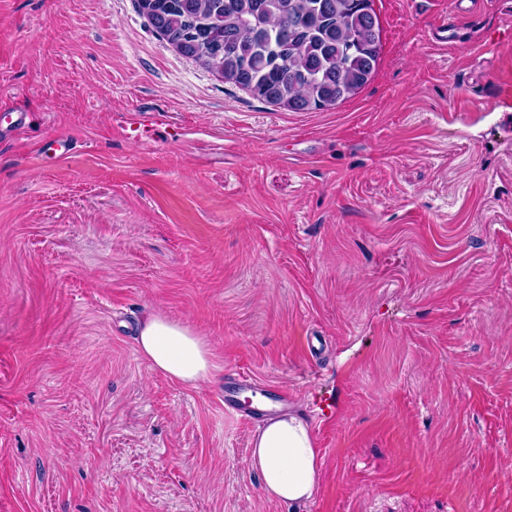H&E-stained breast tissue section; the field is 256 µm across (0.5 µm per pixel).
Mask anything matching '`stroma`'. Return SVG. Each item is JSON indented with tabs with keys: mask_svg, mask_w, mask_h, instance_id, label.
<instances>
[{
	"mask_svg": "<svg viewBox=\"0 0 512 512\" xmlns=\"http://www.w3.org/2000/svg\"><path fill=\"white\" fill-rule=\"evenodd\" d=\"M483 2L468 32L373 0L372 78L291 112L137 0H0V512H290L251 463L274 387L319 449L299 512H512V23ZM149 313L218 372H157Z\"/></svg>",
	"mask_w": 512,
	"mask_h": 512,
	"instance_id": "obj_1",
	"label": "stroma"
}]
</instances>
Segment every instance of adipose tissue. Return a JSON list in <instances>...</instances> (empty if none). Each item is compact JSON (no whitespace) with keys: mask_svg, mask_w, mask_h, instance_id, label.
I'll use <instances>...</instances> for the list:
<instances>
[{"mask_svg":"<svg viewBox=\"0 0 512 512\" xmlns=\"http://www.w3.org/2000/svg\"><path fill=\"white\" fill-rule=\"evenodd\" d=\"M137 344L156 371L185 384L208 379L216 368L202 336L160 314L142 320ZM251 459L269 498L291 507L313 498L319 455L304 417L281 414L265 419L253 438Z\"/></svg>","mask_w":512,"mask_h":512,"instance_id":"ef3b65f1","label":"adipose tissue"}]
</instances>
